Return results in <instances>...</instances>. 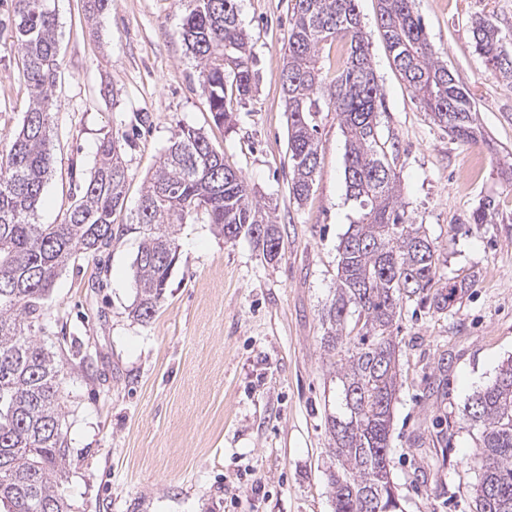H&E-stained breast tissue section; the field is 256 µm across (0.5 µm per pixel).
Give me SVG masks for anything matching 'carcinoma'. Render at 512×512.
<instances>
[{
  "label": "carcinoma",
  "mask_w": 512,
  "mask_h": 512,
  "mask_svg": "<svg viewBox=\"0 0 512 512\" xmlns=\"http://www.w3.org/2000/svg\"><path fill=\"white\" fill-rule=\"evenodd\" d=\"M50 0H11L10 31L25 61L31 105L19 132L0 139V512H70L67 431L60 361L35 332L57 270L78 252L112 240V213L124 203L126 139L107 137L61 224L33 221L50 169V118L59 68ZM380 27L402 78L439 126L465 144L483 137L476 109L428 42L413 0H380ZM475 48L512 83V54L487 18L472 22ZM180 37L199 64L198 88L218 123L232 121L255 85L254 57L235 0H187ZM345 47L336 73L319 66L326 46ZM282 89L288 110L290 193L308 199L320 164L321 114L334 112L345 137L344 180L355 218L338 245L336 288L321 314L324 350L339 413L328 425L335 460L328 482L334 512H401L390 472L392 406L403 305L420 295L443 312L476 275L441 281L442 254L410 219L399 175L379 142L383 92L371 64L356 0H293ZM204 215L224 239L244 235L273 261L281 252L276 208L257 198L199 130L182 126L148 180L137 213L144 240L135 267L132 314L147 320L166 288L177 227ZM479 429L474 512H512V360L461 410Z\"/></svg>",
  "instance_id": "obj_1"
}]
</instances>
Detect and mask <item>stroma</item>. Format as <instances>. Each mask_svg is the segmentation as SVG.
Wrapping results in <instances>:
<instances>
[{
	"instance_id": "obj_1",
	"label": "stroma",
	"mask_w": 512,
	"mask_h": 512,
	"mask_svg": "<svg viewBox=\"0 0 512 512\" xmlns=\"http://www.w3.org/2000/svg\"><path fill=\"white\" fill-rule=\"evenodd\" d=\"M383 91L378 134L396 158L412 221L440 246L450 282L472 288L437 313L419 300L398 322L401 377L390 435L404 512H473L477 432L460 419L474 391L512 357V83L475 49L471 23L491 19L512 50V0H415L440 60L469 93L485 139L467 145L433 122L396 68L378 0H357ZM60 66L52 163L35 220L59 224L96 163L100 140L130 136L124 204L106 250L78 253L44 301L37 334L63 364L72 512H333L327 417L336 385L321 311L336 286L337 246L352 219L345 139L324 113L308 199L289 190L288 113L280 74L291 0H236L256 87L233 126L215 123L197 61L179 36L180 0H112L89 20L85 0H51ZM0 0V136L29 104L24 60ZM199 129L276 207L281 253L225 240L197 216L176 234L177 261L153 318H133L136 212L180 126ZM493 221L475 224L481 204Z\"/></svg>"
}]
</instances>
